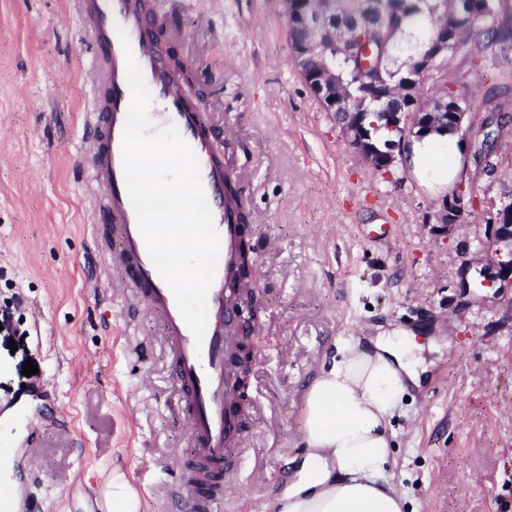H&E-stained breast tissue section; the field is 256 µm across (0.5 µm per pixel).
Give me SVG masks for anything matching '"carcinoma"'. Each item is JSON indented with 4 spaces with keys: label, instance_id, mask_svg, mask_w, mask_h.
I'll list each match as a JSON object with an SVG mask.
<instances>
[{
    "label": "carcinoma",
    "instance_id": "1",
    "mask_svg": "<svg viewBox=\"0 0 512 512\" xmlns=\"http://www.w3.org/2000/svg\"><path fill=\"white\" fill-rule=\"evenodd\" d=\"M336 7L328 10L319 23L310 27L300 17L288 16L290 44H296L313 36L318 31L336 30L345 33L347 41L337 44V49L328 54L341 84L338 89L345 96L354 98L347 118L336 113L341 125L347 121H359L365 127L368 139L378 149H389L395 145L394 137L399 132L388 129L383 113L390 112L399 103L411 112H425L430 101L406 89L408 70L423 73L427 65L440 70L448 87L460 84L454 62L458 58L470 59L475 66L486 69H501L512 64V9L504 0H388L399 27L408 29L405 35L408 55L404 68L393 64L400 52L396 33L390 40L383 38L387 31L386 17L377 10L379 0H335ZM439 42L448 43L441 55L434 53ZM368 71H378L381 86L400 91L403 98L385 100L380 104L375 94L364 84ZM509 89L502 87L487 95L485 105L487 120L494 128L468 131L470 150L474 157L491 170L498 165L493 157L492 146L498 139H512V99L506 98Z\"/></svg>",
    "mask_w": 512,
    "mask_h": 512
}]
</instances>
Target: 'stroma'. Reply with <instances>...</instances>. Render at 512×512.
<instances>
[{"instance_id":"35a3bbf8","label":"stroma","mask_w":512,"mask_h":512,"mask_svg":"<svg viewBox=\"0 0 512 512\" xmlns=\"http://www.w3.org/2000/svg\"><path fill=\"white\" fill-rule=\"evenodd\" d=\"M180 23L203 111L247 201L258 287L239 434L221 512H275L304 447V392L337 338L412 332L432 366L391 417L388 480L404 512H512V289L469 299L489 266L481 218L512 193V143L471 171L477 214L441 227L442 194L400 163L374 174L292 63L283 0H150ZM77 0H0V438L30 474L27 512H72L124 475L140 512H192L176 491L191 442L168 348L145 302L118 294L109 231L92 237V95H104ZM38 366L23 375L26 361ZM33 417H18L19 407ZM37 430L33 448L25 442Z\"/></svg>"}]
</instances>
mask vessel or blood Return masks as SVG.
<instances>
[{
  "label": "vessel or blood",
  "instance_id": "1",
  "mask_svg": "<svg viewBox=\"0 0 512 512\" xmlns=\"http://www.w3.org/2000/svg\"><path fill=\"white\" fill-rule=\"evenodd\" d=\"M77 3L80 15L91 26L94 55L106 62L107 98L95 104L89 128L95 143L89 179L102 190L98 220L111 225L119 261L127 269L116 290L142 296L163 328L185 409V431L197 461L189 478L192 506L195 512H217L221 500L211 495V488L229 485L240 470L239 462L226 458L227 412L234 401L226 359L238 339L230 308L242 238L238 208L225 198L224 177L216 166L215 140L204 115L186 107L178 85L163 77L160 69L157 36L162 33L178 38L179 27L141 13L136 0ZM130 56L151 93V123L161 128L176 126L199 160L202 185L220 238L216 274L207 295L208 323L200 341L185 324L171 289L151 261L123 176L122 141L130 104L126 59Z\"/></svg>",
  "mask_w": 512,
  "mask_h": 512
}]
</instances>
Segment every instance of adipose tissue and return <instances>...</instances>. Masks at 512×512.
I'll return each mask as SVG.
<instances>
[{"label": "adipose tissue", "instance_id": "ef3b65f1", "mask_svg": "<svg viewBox=\"0 0 512 512\" xmlns=\"http://www.w3.org/2000/svg\"><path fill=\"white\" fill-rule=\"evenodd\" d=\"M403 154L413 175L440 193L464 172L450 135L411 139ZM412 335L381 332L361 348L339 340L304 396V449L285 462L276 512H403L385 481L391 464L389 419L410 387L420 386Z\"/></svg>", "mask_w": 512, "mask_h": 512}]
</instances>
